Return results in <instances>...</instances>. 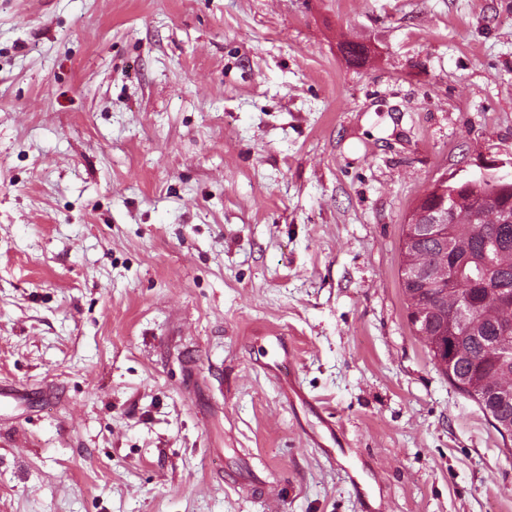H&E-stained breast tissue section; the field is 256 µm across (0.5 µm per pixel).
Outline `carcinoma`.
Here are the masks:
<instances>
[{"label":"carcinoma","mask_w":512,"mask_h":512,"mask_svg":"<svg viewBox=\"0 0 512 512\" xmlns=\"http://www.w3.org/2000/svg\"><path fill=\"white\" fill-rule=\"evenodd\" d=\"M455 196L448 251L421 234L418 211ZM453 256L455 279L446 287L428 276L402 280L407 320L438 372L478 406L502 440H512V182L471 189L435 183L412 210L401 249V275L420 268L443 272Z\"/></svg>","instance_id":"1"}]
</instances>
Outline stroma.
Segmentation results:
<instances>
[{
	"label": "stroma",
	"mask_w": 512,
	"mask_h": 512,
	"mask_svg": "<svg viewBox=\"0 0 512 512\" xmlns=\"http://www.w3.org/2000/svg\"><path fill=\"white\" fill-rule=\"evenodd\" d=\"M488 171L512 0H0V512H512L400 272Z\"/></svg>",
	"instance_id": "35a3bbf8"
}]
</instances>
